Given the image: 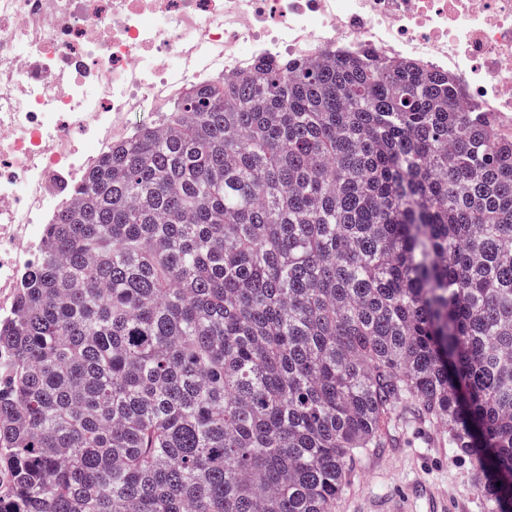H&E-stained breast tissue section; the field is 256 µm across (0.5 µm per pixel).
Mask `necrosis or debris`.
I'll list each match as a JSON object with an SVG mask.
<instances>
[{
  "mask_svg": "<svg viewBox=\"0 0 512 512\" xmlns=\"http://www.w3.org/2000/svg\"><path fill=\"white\" fill-rule=\"evenodd\" d=\"M328 51L447 73L512 137V0H0V323L130 113Z\"/></svg>",
  "mask_w": 512,
  "mask_h": 512,
  "instance_id": "necrosis-or-debris-1",
  "label": "necrosis or debris"
}]
</instances>
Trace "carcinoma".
<instances>
[{
  "instance_id": "carcinoma-1",
  "label": "carcinoma",
  "mask_w": 512,
  "mask_h": 512,
  "mask_svg": "<svg viewBox=\"0 0 512 512\" xmlns=\"http://www.w3.org/2000/svg\"><path fill=\"white\" fill-rule=\"evenodd\" d=\"M459 97L261 65L112 147L0 325V512H338L398 410L512 512V140Z\"/></svg>"
}]
</instances>
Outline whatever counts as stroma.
<instances>
[{"instance_id":"stroma-1","label":"stroma","mask_w":512,"mask_h":512,"mask_svg":"<svg viewBox=\"0 0 512 512\" xmlns=\"http://www.w3.org/2000/svg\"><path fill=\"white\" fill-rule=\"evenodd\" d=\"M441 426L395 414L388 447L371 449L352 464L351 485L339 512H385L394 496L409 497L412 512H434L438 500L482 512L481 498L464 457L448 453Z\"/></svg>"}]
</instances>
